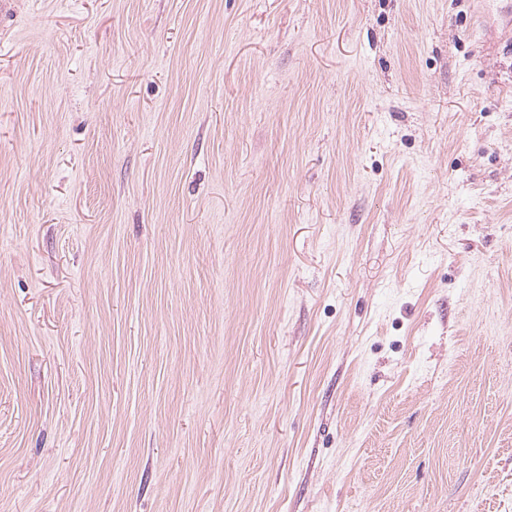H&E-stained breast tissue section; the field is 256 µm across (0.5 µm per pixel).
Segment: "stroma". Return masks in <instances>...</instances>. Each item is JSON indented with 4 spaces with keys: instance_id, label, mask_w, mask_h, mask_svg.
Listing matches in <instances>:
<instances>
[{
    "instance_id": "stroma-1",
    "label": "stroma",
    "mask_w": 512,
    "mask_h": 512,
    "mask_svg": "<svg viewBox=\"0 0 512 512\" xmlns=\"http://www.w3.org/2000/svg\"><path fill=\"white\" fill-rule=\"evenodd\" d=\"M0 512H512V0H0Z\"/></svg>"
}]
</instances>
